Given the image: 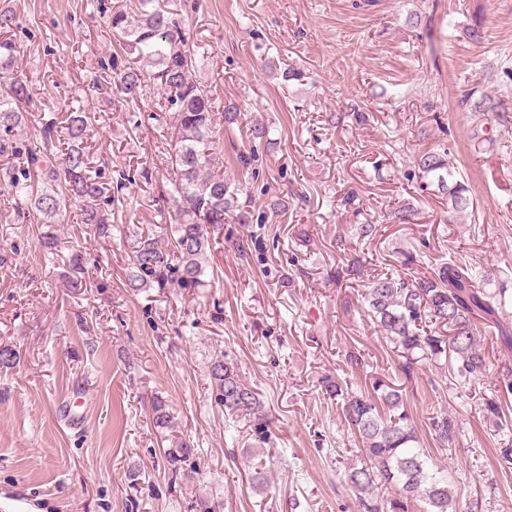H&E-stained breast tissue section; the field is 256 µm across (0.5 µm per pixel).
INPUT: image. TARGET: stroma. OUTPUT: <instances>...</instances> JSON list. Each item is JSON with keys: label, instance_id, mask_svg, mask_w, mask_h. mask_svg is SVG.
<instances>
[{"label": "stroma", "instance_id": "35a3bbf8", "mask_svg": "<svg viewBox=\"0 0 512 512\" xmlns=\"http://www.w3.org/2000/svg\"><path fill=\"white\" fill-rule=\"evenodd\" d=\"M185 27L197 76L215 103L244 116L218 131L224 173L239 177L253 221L228 222L215 238L201 287L126 284L124 236L90 235L79 206L52 226L0 184V512H358L346 480L359 441L329 391L340 383L371 392L380 378L406 390L419 446L447 466L458 512H512V393L499 387L512 356L479 326L489 368L451 378L445 360L405 359L364 310L373 276L410 279L439 261L480 267L490 288L512 291V124L491 141L473 138L462 100L479 87L512 104V0H157ZM131 0H0L17 26V52L0 70L27 78L35 121L87 112L85 152L106 181L146 167L151 181L126 185L118 223L164 236L171 208L160 200L170 166V126L153 121L166 101L156 85L119 103L115 83L133 57L113 37V13ZM484 38L463 33L474 18ZM301 76L286 80L287 67ZM270 130L249 139L251 123ZM448 148L474 206L448 219V200L416 177L414 160ZM254 149L257 178L239 175L235 155ZM354 205H340L345 192ZM286 200V211L272 209ZM412 204L413 223L393 213ZM373 224L360 238L355 227ZM58 239L45 254L39 237ZM89 249L83 286L68 285L69 259ZM415 260L405 266L401 251ZM361 273L336 280L353 256ZM357 356L351 367L349 356ZM235 365L267 414L268 439L225 415L211 397L216 357ZM162 397L174 430L155 427ZM506 412L491 419L482 398ZM456 421L452 448L430 429L431 412ZM193 447L174 473L166 454Z\"/></svg>", "mask_w": 512, "mask_h": 512}]
</instances>
